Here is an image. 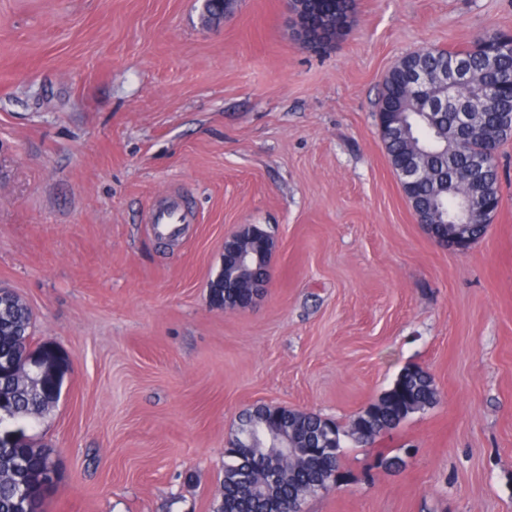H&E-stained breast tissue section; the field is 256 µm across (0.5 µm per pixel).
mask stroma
I'll list each match as a JSON object with an SVG mask.
<instances>
[{"label": "stroma", "instance_id": "stroma-1", "mask_svg": "<svg viewBox=\"0 0 512 512\" xmlns=\"http://www.w3.org/2000/svg\"><path fill=\"white\" fill-rule=\"evenodd\" d=\"M0 0V286L30 308L60 398L46 512H214L225 450L260 404L346 423L407 367L437 403L302 512H512V139L501 206L465 252L419 223L381 139L388 71L512 32V0H355L326 51L284 0ZM176 193L172 240L146 218ZM276 234L248 309L213 305L225 237Z\"/></svg>", "mask_w": 512, "mask_h": 512}]
</instances>
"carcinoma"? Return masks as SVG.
I'll use <instances>...</instances> for the list:
<instances>
[{
    "label": "carcinoma",
    "instance_id": "cac0c4a2",
    "mask_svg": "<svg viewBox=\"0 0 512 512\" xmlns=\"http://www.w3.org/2000/svg\"><path fill=\"white\" fill-rule=\"evenodd\" d=\"M321 9L334 22L348 20L353 15L354 0H323ZM492 53L498 54V64L490 76L485 63ZM447 59L464 61L471 81L414 85L408 79L409 64L404 61L390 70L379 97L382 111L405 115L406 135H388L384 143L394 171L412 163L423 168V178L406 190L412 208L422 216L433 208L446 215L459 213L464 194L491 201L500 198L493 159H488L479 175H473V159L486 144L480 138H465L458 123L457 107L480 97L486 82L496 84V95L487 99L482 110V123L485 134L495 137L494 145L503 143L497 131L502 115L512 113V53L500 50L496 42L483 36L466 49L424 48L411 56V61L421 68L434 72ZM30 329L28 306L16 295L0 298V364L21 354L19 342L23 337L19 333ZM0 399L14 422H38L55 406L13 371L0 373ZM437 400L432 376L423 369L407 367L382 397L355 413L344 426L288 408L267 406L254 419L250 418L251 412L244 413L241 422L252 419L255 440L263 436L262 423L278 425L292 433V441L300 452L279 462L280 479L271 486L269 496L262 499L255 496L254 490L267 481L264 454L259 448L231 440L226 449L228 461L224 463L223 491L216 512H276L280 503L290 499L303 505L307 498L329 490V483L340 467L344 440L369 443L373 436L397 427L409 415L434 406ZM52 455V449L34 442L26 448L0 446V512H45L47 494L40 470Z\"/></svg>",
    "mask_w": 512,
    "mask_h": 512
}]
</instances>
